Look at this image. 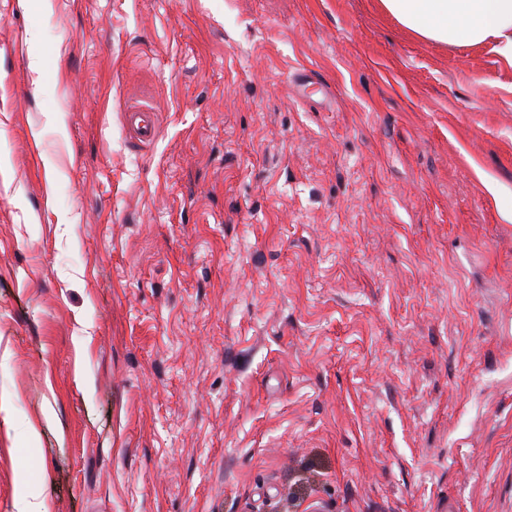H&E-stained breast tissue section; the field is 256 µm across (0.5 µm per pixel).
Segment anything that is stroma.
<instances>
[{"label": "stroma", "instance_id": "35a3bbf8", "mask_svg": "<svg viewBox=\"0 0 512 512\" xmlns=\"http://www.w3.org/2000/svg\"><path fill=\"white\" fill-rule=\"evenodd\" d=\"M4 347L0 512H512V63L377 0H0ZM130 127L137 133L139 139L144 142L152 141L156 135V126L146 111H130L127 116ZM13 507L15 512H49L40 486L31 485L27 479L24 481L22 491L15 495Z\"/></svg>", "mask_w": 512, "mask_h": 512}]
</instances>
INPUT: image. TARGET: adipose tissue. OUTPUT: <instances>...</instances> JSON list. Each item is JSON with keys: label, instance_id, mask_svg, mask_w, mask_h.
<instances>
[{"label": "adipose tissue", "instance_id": "obj_1", "mask_svg": "<svg viewBox=\"0 0 512 512\" xmlns=\"http://www.w3.org/2000/svg\"><path fill=\"white\" fill-rule=\"evenodd\" d=\"M380 9L421 38L488 46L512 63V0H378Z\"/></svg>", "mask_w": 512, "mask_h": 512}]
</instances>
